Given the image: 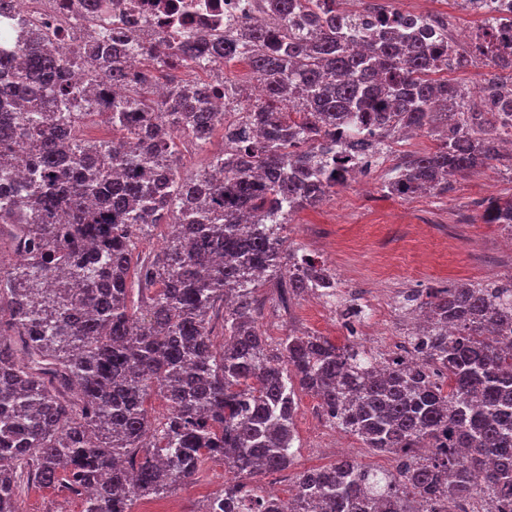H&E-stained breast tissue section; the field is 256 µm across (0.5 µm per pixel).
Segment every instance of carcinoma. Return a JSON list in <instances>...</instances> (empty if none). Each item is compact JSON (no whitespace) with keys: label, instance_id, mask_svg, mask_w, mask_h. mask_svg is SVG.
I'll use <instances>...</instances> for the list:
<instances>
[{"label":"carcinoma","instance_id":"obj_1","mask_svg":"<svg viewBox=\"0 0 512 512\" xmlns=\"http://www.w3.org/2000/svg\"><path fill=\"white\" fill-rule=\"evenodd\" d=\"M282 23L206 46L167 37L145 51L161 71L234 61L250 44L262 101L224 79L240 100L231 121L188 82L166 99L140 85L120 100L95 93L128 85L112 31L95 41L107 62L89 87L73 85L71 60L54 55L41 32L22 31L19 57L0 58V181L17 167L29 178L0 185V243L15 261L0 287V512H20L21 487L62 486L83 512H133L214 459L234 480L204 512H433L483 500L512 512V275L452 284L406 298L424 312L408 333L415 368L375 354L355 337L288 332L271 345L258 326L255 293L278 278L282 304L315 288L336 295V273L283 231L345 176L322 162L336 127L350 128L358 156L379 153L401 131L440 129L434 150L412 155L387 182L395 195L448 191L452 177L493 162L509 135L474 131L467 113L506 112L461 95L439 69L426 30L382 19L366 44L350 47L339 0H268ZM317 17L307 40L288 27ZM512 63L483 83L512 96ZM112 123V139L74 135L90 116ZM224 125V153L184 177L174 164L177 135ZM63 212L68 223L56 222ZM484 219L512 233V198L494 199ZM184 231L132 263L139 238L160 224ZM136 267L138 305L131 304ZM317 397L328 422L368 448L402 460L394 472L340 458L295 475L287 501L264 498L247 479L282 471L294 458L297 392ZM162 398L163 421L147 402Z\"/></svg>","mask_w":512,"mask_h":512}]
</instances>
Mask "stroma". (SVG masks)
I'll use <instances>...</instances> for the list:
<instances>
[{
  "mask_svg": "<svg viewBox=\"0 0 512 512\" xmlns=\"http://www.w3.org/2000/svg\"><path fill=\"white\" fill-rule=\"evenodd\" d=\"M400 5L447 12L448 41L458 49H466L469 38L483 26L482 21L450 8L447 0H400ZM437 145L433 134L426 132L410 143L389 141L373 175L374 196H364L353 184L338 188L322 204L292 215L284 231L287 241L303 245L314 258L351 278L385 289L383 303L399 310L405 297L415 292L493 280L512 272L506 235L497 225L484 223L481 208L488 198L512 197V169L495 164L477 168L453 178L452 190L444 193L387 194L385 185L394 168L408 155ZM259 293L268 308L259 326L270 342L295 328L345 343L340 327L324 320L307 299L295 301L285 311L277 306L271 283H263ZM318 404L311 394L298 396L295 461L279 474L285 482H292L296 472L322 465L315 447L321 438L314 425ZM229 478L223 462H208L201 474L165 497L138 500L135 512H203L207 498L223 489ZM19 506L22 512H82L83 501L59 486H31L24 489Z\"/></svg>",
  "mask_w": 512,
  "mask_h": 512,
  "instance_id": "35a3bbf8",
  "label": "stroma"
}]
</instances>
